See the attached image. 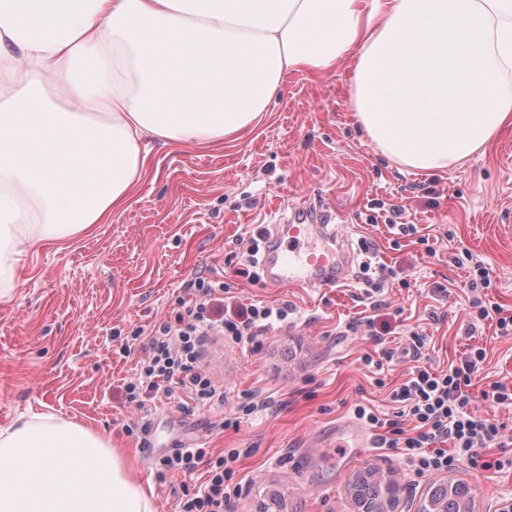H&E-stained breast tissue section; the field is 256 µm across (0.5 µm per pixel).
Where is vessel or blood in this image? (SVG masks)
I'll return each instance as SVG.
<instances>
[{
    "label": "vessel or blood",
    "mask_w": 512,
    "mask_h": 512,
    "mask_svg": "<svg viewBox=\"0 0 512 512\" xmlns=\"http://www.w3.org/2000/svg\"><path fill=\"white\" fill-rule=\"evenodd\" d=\"M332 220L326 210L299 207L266 231L261 267L267 286L333 288L349 279L351 261ZM336 427L354 436L356 447L375 445L373 431L359 422L345 419Z\"/></svg>",
    "instance_id": "obj_1"
}]
</instances>
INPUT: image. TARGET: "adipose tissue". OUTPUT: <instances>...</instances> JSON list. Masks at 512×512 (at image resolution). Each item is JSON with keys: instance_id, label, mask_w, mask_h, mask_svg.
<instances>
[{"instance_id": "obj_1", "label": "adipose tissue", "mask_w": 512, "mask_h": 512, "mask_svg": "<svg viewBox=\"0 0 512 512\" xmlns=\"http://www.w3.org/2000/svg\"><path fill=\"white\" fill-rule=\"evenodd\" d=\"M344 58L356 118L401 167L448 170L512 126V0H0V298L24 255L129 202L148 141H238L288 74ZM153 496L81 424L0 430V512Z\"/></svg>"}]
</instances>
